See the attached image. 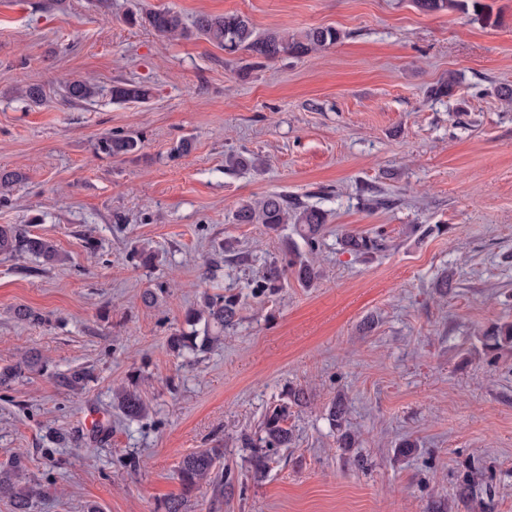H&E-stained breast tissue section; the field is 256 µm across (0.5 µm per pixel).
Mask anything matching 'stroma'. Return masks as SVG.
I'll return each mask as SVG.
<instances>
[{"label": "stroma", "instance_id": "35a3bbf8", "mask_svg": "<svg viewBox=\"0 0 512 512\" xmlns=\"http://www.w3.org/2000/svg\"><path fill=\"white\" fill-rule=\"evenodd\" d=\"M480 2L492 22L415 0H0V170L23 174L0 225L65 258L0 254V367L28 350L46 361L0 387V464L23 457L45 491L33 512H165L182 457L213 447L233 492L201 488L185 512H512V349L481 341L512 322V103L498 94L512 88V0ZM162 9L341 38L257 68L247 52L125 21ZM451 76L452 94L432 95ZM79 77L102 95L65 102ZM125 80L150 99L113 102ZM28 84L42 103L23 97ZM110 131L141 149L97 153ZM184 137L191 152L172 155ZM240 152L253 168L227 167ZM269 193L325 215L318 278L273 296L255 284L298 235L233 220ZM378 194L392 206L371 209ZM348 235L389 247L360 256ZM144 244L159 253L148 268L133 257ZM223 292L240 307L222 344L170 350L187 309ZM23 306L44 324L15 319ZM77 366L92 378L61 386ZM132 383L149 412L129 422L113 392ZM292 387L308 404L256 471L244 439ZM344 431L354 447H340Z\"/></svg>", "mask_w": 512, "mask_h": 512}]
</instances>
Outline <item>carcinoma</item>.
<instances>
[{"instance_id":"cac0c4a2","label":"carcinoma","mask_w":512,"mask_h":512,"mask_svg":"<svg viewBox=\"0 0 512 512\" xmlns=\"http://www.w3.org/2000/svg\"><path fill=\"white\" fill-rule=\"evenodd\" d=\"M416 5L423 11L436 13L448 10L465 11L470 6L479 7L480 3L479 0H416ZM127 22L131 25L148 26L157 35L168 39L184 38L190 33L182 15L173 11L132 13ZM193 29L212 44L230 53L238 50L248 52L257 67L284 55H305L340 39V32L333 27L310 28L299 37L276 30L259 33L247 16L238 13L202 15L196 18ZM99 95L100 87L87 78L69 79L64 86V96L70 103L88 102ZM110 95L112 101L118 103L143 102L149 99L150 91L139 83L126 81L113 85ZM140 144L139 138L115 131L98 140L97 151L109 156L129 155L138 152ZM234 220L238 224H262L271 231H277L293 222L297 224L298 233L311 251L319 247L325 224L324 214L319 209L308 207L296 199L290 200L288 195L281 193H269L242 203L235 212ZM345 243L350 250L360 254L384 248L382 240L377 238L351 236ZM0 253L31 254L48 263L62 260L51 240L32 235L26 229L13 224L0 225ZM289 255L290 258L283 263L272 262L266 267L261 280L256 284L260 293H278L290 268L302 285L309 286L314 282L317 271L303 259L298 248H293ZM239 304L235 294L217 293L205 296L199 307L187 310L185 322L191 327L201 321L205 322L206 334L200 336L194 330L182 331L169 338V348L179 354H194L217 343L224 336V329L235 324ZM482 342L489 351L512 346V324L494 327L484 333ZM42 368L38 355L26 353L15 362L0 367V386L38 373ZM114 399L117 407L131 420L144 416L148 411V405L135 384L115 390ZM305 404L307 399L304 389L291 388L288 390L287 400L276 405L264 416L259 432L249 437L246 442L247 447L255 449L256 469L266 468L274 452L288 447L291 441L288 429L290 410ZM178 477L182 487L181 494L166 502L165 512H183L185 499L205 485L212 487L216 495H224V488L227 487L224 483V449L200 448L183 456L178 467ZM41 493L42 489L26 477L20 461L0 465V497L9 501L12 512H30L33 499Z\"/></svg>"}]
</instances>
